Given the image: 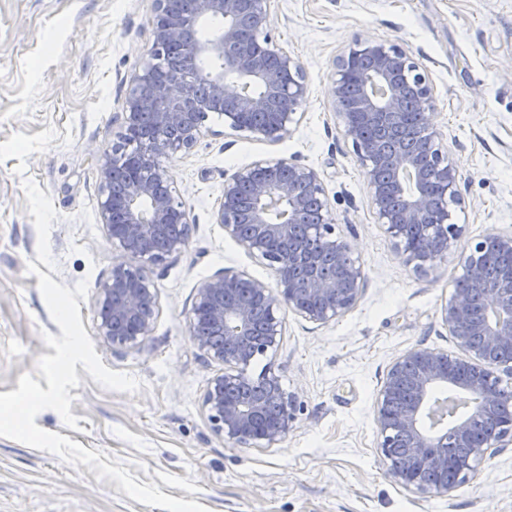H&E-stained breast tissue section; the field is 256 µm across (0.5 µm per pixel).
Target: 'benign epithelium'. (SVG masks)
<instances>
[{
  "mask_svg": "<svg viewBox=\"0 0 512 512\" xmlns=\"http://www.w3.org/2000/svg\"><path fill=\"white\" fill-rule=\"evenodd\" d=\"M271 0H156L151 58L134 78L120 138H142L124 163L106 154L99 166L101 224L122 254L157 265L187 245L190 211L172 194L162 159L188 151L211 112L224 128L280 142L297 124L307 95L302 66L272 38ZM220 28L205 37L204 24ZM249 27L254 48L241 38ZM168 48L196 61L224 60V69H183L163 62ZM334 115L364 171L378 223L417 271L460 254L464 282L485 289L484 313L473 314L468 291L457 287L441 306V321L461 354L413 347L392 362L376 401L378 447L394 483L419 494L447 495L474 473L472 461L512 442V423L478 439L474 425L492 416L512 387V268L506 280L483 282V256L512 255V234L484 236L458 250L463 226L437 220L433 189L459 198V173L432 123V85L403 47L356 38L334 61ZM413 91L422 133L407 143L397 127L399 105ZM215 223L273 271L275 286L225 271L203 281L189 318L204 358L224 365L203 396L214 432L238 447H269L288 436L297 398L278 378L248 370L278 348L279 315L327 324L350 312L364 286L350 244L336 235L335 217L317 171L294 160L259 158L224 177ZM98 335L112 347H132L150 332L156 299L140 267L112 265L94 296ZM450 438L470 449L452 464L435 453Z\"/></svg>",
  "mask_w": 512,
  "mask_h": 512,
  "instance_id": "7a95c632",
  "label": "benign epithelium"
}]
</instances>
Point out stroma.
Masks as SVG:
<instances>
[{
	"instance_id": "obj_1",
	"label": "stroma",
	"mask_w": 512,
	"mask_h": 512,
	"mask_svg": "<svg viewBox=\"0 0 512 512\" xmlns=\"http://www.w3.org/2000/svg\"><path fill=\"white\" fill-rule=\"evenodd\" d=\"M154 0H0V393L15 391L60 335L35 263L60 284L106 278L117 252L99 214L97 164L118 144L135 75L152 46ZM271 35L304 69L300 120L278 143L226 131L210 113L197 144L165 165L194 222L183 253L143 268L157 301L137 346L97 339L92 300L82 324L103 364L141 383L102 388L85 369L73 388L77 429L42 410L37 425L127 465L141 484L209 512H512V445L475 465L446 496L395 484L377 446L375 405L393 359L422 347L456 353L440 317L461 274L456 260L420 275L378 224L366 179L334 115V61L356 37L403 46L433 86V121L459 172L454 210L464 240L512 233V0H272ZM259 158L292 159L323 180L336 233L364 274L357 306L326 325L281 310L273 372L300 409L288 436L240 448L217 436L202 406L222 372L194 345L200 282L229 270L273 283L269 267L216 224L224 177ZM0 512H163L87 465L0 437Z\"/></svg>"
}]
</instances>
